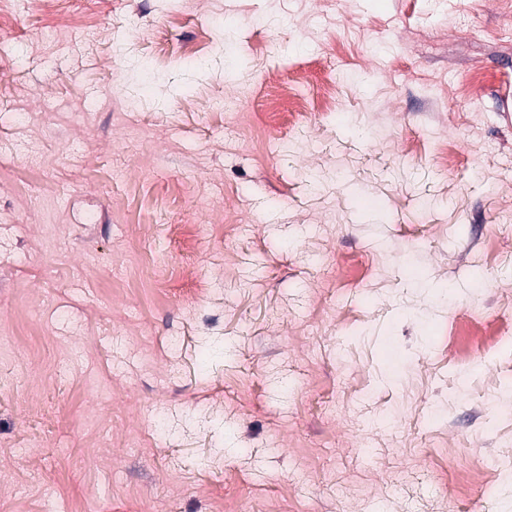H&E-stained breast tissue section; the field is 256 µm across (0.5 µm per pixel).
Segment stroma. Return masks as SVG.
I'll use <instances>...</instances> for the list:
<instances>
[{
  "label": "stroma",
  "mask_w": 512,
  "mask_h": 512,
  "mask_svg": "<svg viewBox=\"0 0 512 512\" xmlns=\"http://www.w3.org/2000/svg\"><path fill=\"white\" fill-rule=\"evenodd\" d=\"M510 216L512 0H0V512H504ZM467 327L470 329L472 347L464 348L455 346L452 355L458 359L468 358L472 350L489 352L496 350L499 344L503 340L501 336L495 334L494 329L489 325L488 322L483 321L476 315L471 316L466 321ZM498 467L499 463L493 461L483 467L457 473L454 476V481L457 485L458 493L461 496H465L471 486L485 488L486 490L497 488L498 475L506 469L512 471V459L509 458L506 462L502 463L500 469Z\"/></svg>",
  "instance_id": "stroma-1"
}]
</instances>
